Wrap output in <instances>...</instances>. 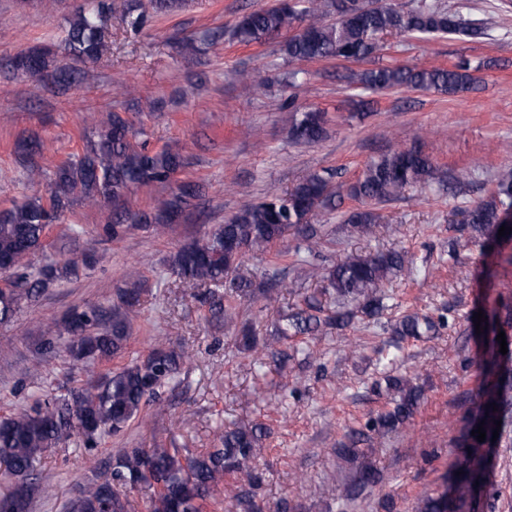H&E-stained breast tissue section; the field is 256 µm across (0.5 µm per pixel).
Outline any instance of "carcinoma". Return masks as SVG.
Wrapping results in <instances>:
<instances>
[{
  "label": "carcinoma",
  "mask_w": 512,
  "mask_h": 512,
  "mask_svg": "<svg viewBox=\"0 0 512 512\" xmlns=\"http://www.w3.org/2000/svg\"><path fill=\"white\" fill-rule=\"evenodd\" d=\"M340 10L337 2L325 0H282L272 8L243 13L234 31L239 42L263 44L295 27V21L310 17V25L282 46L291 61L328 58L370 59L385 50L384 39L393 35L418 34L422 37H463L477 39L494 28L491 17L464 19L453 0H418L410 9L391 5L368 8L366 15H337L326 21L327 7ZM112 0H88L70 21L64 41L58 46H40L10 60V67L21 74H43L63 89L72 84L78 68L57 64L62 55L87 63L100 58L112 19ZM357 87L379 91L391 88L433 90L448 95L466 92L474 83L467 61L448 68L378 66L352 75ZM85 123L91 136L83 154L60 164L47 195L33 196L0 211V263L7 274L0 288V324L10 322L23 305L37 302L49 288L69 282L82 270L94 267L90 253L52 261L35 272L27 258L42 249L50 224L77 200L112 205V223L106 232L114 239L137 226L166 230L178 219L199 186L181 182L158 199L150 212H133L128 195L138 187L163 183L184 166L181 155L169 150L151 151L146 142L132 141L129 120L120 112L90 113ZM290 138L300 144L316 143L326 135L324 115L315 109L298 110L288 129ZM46 149L36 133L18 142L19 162L31 179L40 176L36 158ZM440 179L439 170L428 154L418 147H399L370 160L358 179L349 185H333L324 171H313L283 196L272 195L243 205L224 224L201 241L181 247L171 258V270L196 285L221 284L224 292L251 299L274 300L281 283L273 288L252 287L238 274L248 253L261 254L289 235L298 237L310 253L318 249L319 237L312 221L333 209L335 198L346 196L359 203L344 219L354 237L374 232L381 216L370 208L373 202L398 197L407 189ZM512 209V169L499 172L494 188L463 212L462 230L470 238L485 239L497 248L499 260L512 264V231L503 237L502 214ZM402 252L388 250L374 255L351 253L328 272L309 264L311 276H323L327 287L321 294L336 303L325 310L322 300L306 296L303 306L284 314L275 325L277 338L313 335L325 328L340 331L352 327L357 315L378 321L385 309V290L393 276L404 270ZM140 289L120 290L112 315L92 307L69 313L63 329L48 341L60 346L66 359L90 370L101 360L120 354L130 339L131 321L139 303ZM487 320L477 335L481 352L482 386L479 398L454 428L449 440L456 449L448 465V484L439 493H423L416 512H474L489 486V473L497 449L512 446V301L483 309ZM443 319L415 313L391 325L395 336L419 337L438 332ZM505 332L507 354L500 353L498 332ZM190 353L158 345L141 358L111 373L93 376L64 397L38 398L28 408L0 420V482L13 485L24 480L23 494L13 490L0 494V512H28L34 492L33 477L45 456L75 435L92 447L105 435H118L140 415L160 389L177 378ZM386 387L396 393L394 407L369 419L362 429H352L336 442V457L347 461L363 453L359 445L384 436L407 422L421 398L419 387L407 378L385 377ZM496 403V408L489 404ZM502 420L497 440H492L494 421ZM484 423L486 440L477 441L471 431ZM261 427L236 425L224 430L219 445L192 455L180 448H124L112 460L110 471L96 475L82 485L64 505L65 512H135L133 494L145 496L146 512H206L208 502L224 486L227 475L234 477L238 492L233 512H262L258 490ZM380 480L371 466L363 467L347 484L342 497L353 500L371 493Z\"/></svg>",
  "instance_id": "cac0c4a2"
}]
</instances>
